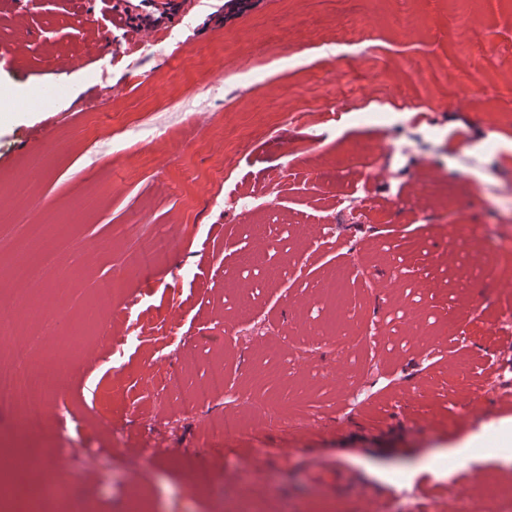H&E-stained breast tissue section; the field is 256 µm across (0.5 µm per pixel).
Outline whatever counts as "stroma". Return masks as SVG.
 <instances>
[{
  "instance_id": "1",
  "label": "stroma",
  "mask_w": 512,
  "mask_h": 512,
  "mask_svg": "<svg viewBox=\"0 0 512 512\" xmlns=\"http://www.w3.org/2000/svg\"><path fill=\"white\" fill-rule=\"evenodd\" d=\"M177 3L166 33L134 42L112 0H0V306L26 326L13 347L71 361L42 433L0 412V457L98 449L69 459L70 491L47 512H125L131 486L141 512H387L403 497L455 512L462 491L495 512L512 495L507 456L448 478L455 448L512 422L483 384L491 361L512 366V335L490 326L512 308V0ZM340 55L357 68H337ZM281 173L287 225L227 208ZM32 212L44 235L25 246L17 225ZM294 226L304 264L288 279L266 236ZM162 228L179 249L133 267L137 238ZM43 251L52 266L22 284L18 254ZM258 253L278 273L255 277L250 329L228 336L229 274ZM487 255L493 283L464 282L468 258ZM398 264L427 282L389 280ZM339 267L354 281L347 359L296 323L325 321L319 286ZM118 271L129 288L113 320L93 288ZM64 274L69 324L54 332L18 295ZM392 296L422 300L424 320L364 341ZM452 305L457 333L436 334ZM217 359L232 395L184 412L168 375L190 387ZM269 360L288 375L254 385ZM459 398L469 411H454ZM229 414L249 419L245 435L212 431ZM257 448L285 454L260 461ZM305 448L362 492L312 487Z\"/></svg>"
}]
</instances>
